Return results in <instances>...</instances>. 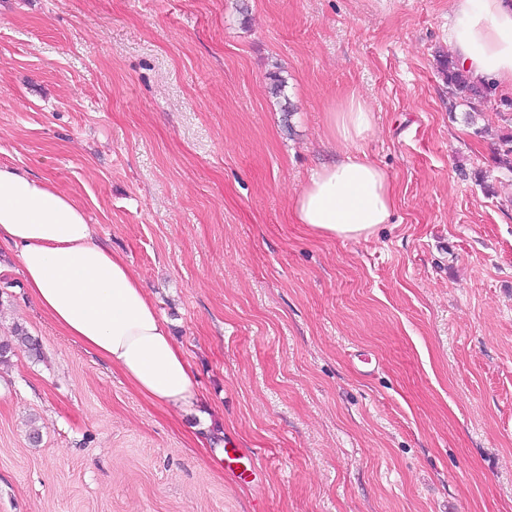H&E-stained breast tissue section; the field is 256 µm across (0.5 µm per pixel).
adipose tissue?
Instances as JSON below:
<instances>
[{"label":"adipose tissue","instance_id":"1","mask_svg":"<svg viewBox=\"0 0 512 512\" xmlns=\"http://www.w3.org/2000/svg\"><path fill=\"white\" fill-rule=\"evenodd\" d=\"M448 44L472 82L512 90V0H453ZM326 127L340 155L294 196V217L323 237L370 236L395 206L390 179L356 148L374 114L354 94L328 112ZM1 243L15 249L29 293L64 334L153 402L195 404L189 363L126 259L97 241L80 201L0 161Z\"/></svg>","mask_w":512,"mask_h":512}]
</instances>
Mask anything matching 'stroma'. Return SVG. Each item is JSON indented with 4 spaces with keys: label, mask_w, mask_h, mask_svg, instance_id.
Returning <instances> with one entry per match:
<instances>
[{
    "label": "stroma",
    "mask_w": 512,
    "mask_h": 512,
    "mask_svg": "<svg viewBox=\"0 0 512 512\" xmlns=\"http://www.w3.org/2000/svg\"><path fill=\"white\" fill-rule=\"evenodd\" d=\"M451 7L0 0V160L86 206L198 397L140 395L1 245L0 337L40 355L0 363V512H512V107L467 118L438 74ZM353 92L396 203L325 238L291 199ZM206 414L254 481L197 442ZM24 346L31 356L39 357V344L20 326L13 329V334L6 337L3 341L0 339V361H5L14 355L18 347Z\"/></svg>",
    "instance_id": "stroma-1"
}]
</instances>
